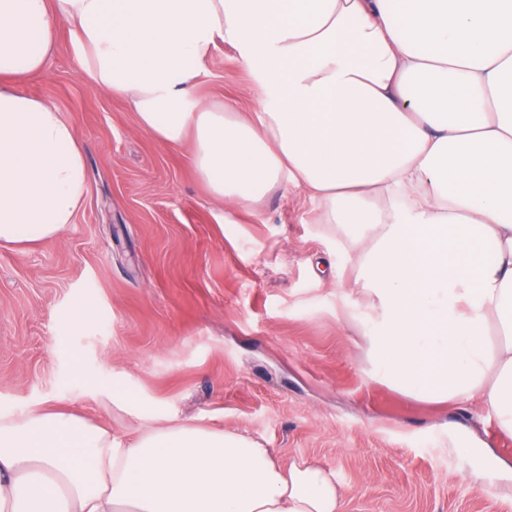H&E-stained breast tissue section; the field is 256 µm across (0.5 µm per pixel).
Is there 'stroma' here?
<instances>
[{
  "instance_id": "stroma-1",
  "label": "stroma",
  "mask_w": 512,
  "mask_h": 512,
  "mask_svg": "<svg viewBox=\"0 0 512 512\" xmlns=\"http://www.w3.org/2000/svg\"><path fill=\"white\" fill-rule=\"evenodd\" d=\"M21 89L75 128L87 185L58 237L0 246V416L244 433L331 470L344 512H512V436L478 400L425 403L369 379L366 300L336 286L357 246L301 190L281 184L225 223L192 141L140 131L77 68L67 26ZM198 94L245 115L260 99L226 43ZM83 306L92 322L73 324Z\"/></svg>"
}]
</instances>
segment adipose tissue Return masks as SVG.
<instances>
[{
  "instance_id": "adipose-tissue-1",
  "label": "adipose tissue",
  "mask_w": 512,
  "mask_h": 512,
  "mask_svg": "<svg viewBox=\"0 0 512 512\" xmlns=\"http://www.w3.org/2000/svg\"><path fill=\"white\" fill-rule=\"evenodd\" d=\"M78 67L177 146L232 208L287 182L364 244L371 381L479 399L512 435V0H0V245L70 224L74 128L20 90L60 24ZM256 112L195 94L218 43ZM47 190L32 201L28 177ZM332 473L189 424L115 432L74 413L0 419V512H342Z\"/></svg>"
}]
</instances>
